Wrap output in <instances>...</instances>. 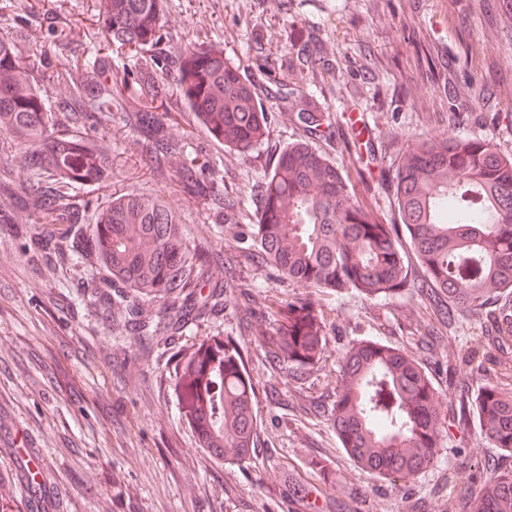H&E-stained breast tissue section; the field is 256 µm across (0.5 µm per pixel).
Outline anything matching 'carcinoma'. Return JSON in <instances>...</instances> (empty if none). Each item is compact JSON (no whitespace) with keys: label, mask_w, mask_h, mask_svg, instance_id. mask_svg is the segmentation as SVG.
I'll list each match as a JSON object with an SVG mask.
<instances>
[{"label":"carcinoma","mask_w":512,"mask_h":512,"mask_svg":"<svg viewBox=\"0 0 512 512\" xmlns=\"http://www.w3.org/2000/svg\"><path fill=\"white\" fill-rule=\"evenodd\" d=\"M95 17L96 52L58 59L66 69L59 104L48 102L59 78L49 55L68 37L65 29L51 27L48 47L28 55L22 31L0 32V230L25 240L31 272L69 265L89 250L109 273L104 287L123 305L112 329L131 336H173L215 322L231 292L243 301L238 327L275 371L295 381L325 361L326 323L298 294L273 303L255 271L327 293L393 299L409 292L430 320L418 350L363 341L342 357L327 406L343 448L362 471L403 481L431 464L443 433L473 416L482 439L512 451V159L489 138L416 143L397 167L398 222L382 224L352 202L355 185L344 170L312 146L335 128L298 85L280 93L279 103L294 111L302 134L264 174L246 245L223 253L208 240L187 241L159 195L112 198L85 236L76 230L84 206L77 190L110 189L112 142L128 137L134 159L158 181L176 184L204 220L239 224V202L213 162L173 164L186 150L170 115L249 152L268 138L262 92L282 87L290 71L286 58L258 56L248 76L205 42L170 51L163 0H96ZM116 48L135 57L120 73L112 68ZM15 158L39 185L17 182ZM219 264L222 281L212 278ZM153 301L156 310L146 306ZM470 315L486 320L499 356L475 366L482 342L460 350L446 369V382L460 389L449 414L435 405L439 388L426 362L448 358V337ZM173 373L180 414L200 447L228 464L250 463L258 448L256 391L237 343L216 334L175 360ZM473 374L483 384L472 395L464 382ZM9 486L0 476V512L15 507ZM462 512H512V468L490 469Z\"/></svg>","instance_id":"obj_1"}]
</instances>
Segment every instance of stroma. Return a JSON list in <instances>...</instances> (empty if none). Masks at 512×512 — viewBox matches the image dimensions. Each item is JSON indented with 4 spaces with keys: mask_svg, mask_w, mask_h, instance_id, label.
<instances>
[{
    "mask_svg": "<svg viewBox=\"0 0 512 512\" xmlns=\"http://www.w3.org/2000/svg\"><path fill=\"white\" fill-rule=\"evenodd\" d=\"M25 12L0 0V31L36 24L45 42L51 18L74 24L73 42L91 53L96 28L85 17L89 0H24ZM165 29L178 51L207 38L225 56L296 57L289 32H314L325 43L328 69L294 72L297 84L315 83L336 127V140L317 141L352 177L355 201L383 223L393 219L389 186L411 144L443 138L487 137L512 157V0H164ZM487 80L491 101L475 96L471 81ZM270 137L258 150L238 152L200 131L173 124L176 138L219 162L251 223L258 180L272 170L282 148L298 138L277 105L266 104ZM367 120L370 153L343 150L354 119ZM125 144L112 147V190L159 194L183 218L188 240L209 239L232 250L237 230L201 220L173 186L158 183L127 161ZM108 272L83 258L71 265L29 272L21 241L0 245V448L15 454L0 474L9 476L19 512H57L71 489L85 492L78 512H288L294 485H306L309 512H336L337 501L373 504L374 512H404L406 501L427 498L442 473L452 481L431 512H458L477 490L486 468L504 462L488 447L476 422L451 428L432 464L396 483L367 474L346 454L328 416L301 412L295 387L274 372L262 353L239 336L246 372L258 400L260 446L248 466L210 458L181 419L173 390V357L204 339L235 332L238 305L224 298V318L184 328L154 348L117 335L80 293ZM330 333L329 359L310 370L314 394L333 390L341 358L352 344L373 340L415 348L411 331L423 311L417 297L386 302L348 292L310 290ZM329 461V475L313 469ZM294 476L282 480V473Z\"/></svg>",
    "mask_w": 512,
    "mask_h": 512,
    "instance_id": "35a3bbf8",
    "label": "stroma"
}]
</instances>
